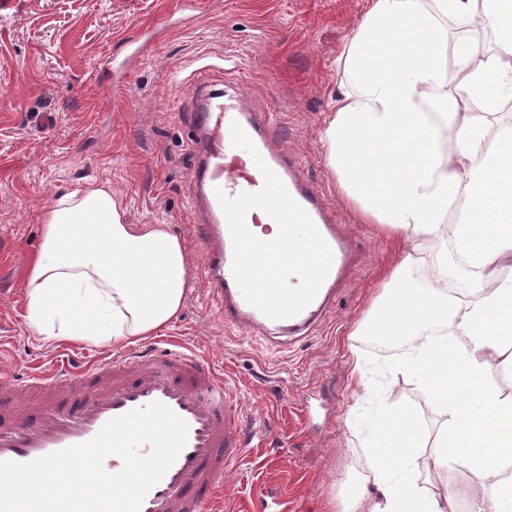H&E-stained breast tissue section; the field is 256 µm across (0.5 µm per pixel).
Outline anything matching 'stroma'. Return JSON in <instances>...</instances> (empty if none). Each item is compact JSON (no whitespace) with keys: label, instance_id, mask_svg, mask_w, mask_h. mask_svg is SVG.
Here are the masks:
<instances>
[{"label":"stroma","instance_id":"1","mask_svg":"<svg viewBox=\"0 0 512 512\" xmlns=\"http://www.w3.org/2000/svg\"><path fill=\"white\" fill-rule=\"evenodd\" d=\"M366 0H17L0 8V365L25 374L79 342L45 344L25 321V275L41 247L40 215L60 195L109 183L133 224H165L189 255V289L161 329L228 371L261 411L265 432L224 499L243 504L281 483L299 512H338L372 460L363 420L372 408L351 377L354 358L376 373L386 403L416 414L424 448L439 416L400 371L403 348L366 335L375 288L401 259L394 240L345 206L318 131L332 108L336 57ZM272 114L278 148L302 154L362 255L333 315L299 341L271 344L226 326L201 275L205 247L192 212L198 79ZM481 475L427 473L458 512H477Z\"/></svg>","mask_w":512,"mask_h":512}]
</instances>
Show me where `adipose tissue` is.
I'll return each mask as SVG.
<instances>
[{
  "label": "adipose tissue",
  "mask_w": 512,
  "mask_h": 512,
  "mask_svg": "<svg viewBox=\"0 0 512 512\" xmlns=\"http://www.w3.org/2000/svg\"><path fill=\"white\" fill-rule=\"evenodd\" d=\"M487 28L493 47L474 34ZM333 110L319 131L345 201L362 223L425 240L452 224L455 255L423 287L405 252L385 277L368 331L412 338L406 367L444 418L429 455L405 407L380 411L366 448L372 489L340 512H457L423 492V472L481 474L486 512L512 496V394L484 375L512 348V130L492 118L512 101V0H369L336 59ZM26 284V320L46 343L124 346L179 313L189 258L164 224H131L107 184L60 196L42 221Z\"/></svg>",
  "instance_id": "adipose-tissue-1"
}]
</instances>
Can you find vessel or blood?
Listing matches in <instances>:
<instances>
[{
    "label": "vessel or blood",
    "mask_w": 512,
    "mask_h": 512,
    "mask_svg": "<svg viewBox=\"0 0 512 512\" xmlns=\"http://www.w3.org/2000/svg\"><path fill=\"white\" fill-rule=\"evenodd\" d=\"M191 117L199 137L193 186L206 243L203 278L225 324L265 340L274 332L306 334L330 313L354 261L338 216L304 178L301 158L273 149L274 119L255 120L239 98L212 95L202 83ZM287 212L304 216L308 247L277 254L276 271L289 285L275 288L266 270L251 268L245 245L254 225L278 223ZM20 392L33 408L0 412V461L30 462L86 443L109 420L154 401L182 417L187 443L140 512H220L225 473L252 454L237 382L177 340L21 378L1 368L0 402ZM257 500L261 512L293 509L275 481L260 487Z\"/></svg>",
    "instance_id": "1"
}]
</instances>
